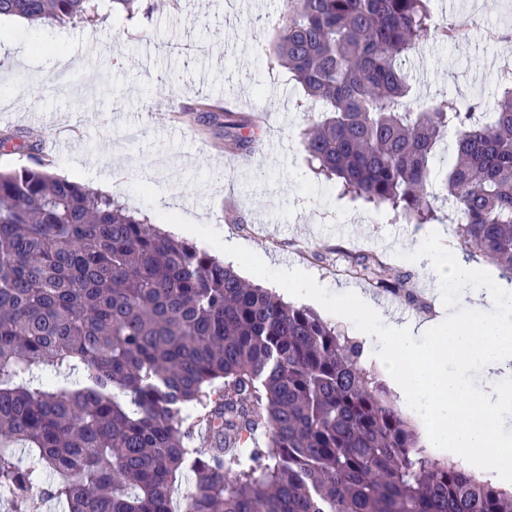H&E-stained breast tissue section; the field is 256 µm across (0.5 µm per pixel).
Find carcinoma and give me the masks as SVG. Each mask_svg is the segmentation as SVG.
I'll use <instances>...</instances> for the list:
<instances>
[{
	"label": "carcinoma",
	"mask_w": 512,
	"mask_h": 512,
	"mask_svg": "<svg viewBox=\"0 0 512 512\" xmlns=\"http://www.w3.org/2000/svg\"><path fill=\"white\" fill-rule=\"evenodd\" d=\"M111 2L147 18L164 4ZM95 8L0 0V17L73 25ZM284 17L276 59L322 104L302 141L315 174L410 224L451 202L460 249L512 282V72L479 123V102L410 96L398 61L463 37L432 0H285ZM247 126L224 113L239 147ZM351 270L412 298L377 255ZM363 355L112 197L43 162L0 170V512H28L35 492L64 512H512V492L419 445Z\"/></svg>",
	"instance_id": "carcinoma-1"
}]
</instances>
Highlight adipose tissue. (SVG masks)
Returning <instances> with one entry per match:
<instances>
[{
  "label": "adipose tissue",
  "instance_id": "1",
  "mask_svg": "<svg viewBox=\"0 0 512 512\" xmlns=\"http://www.w3.org/2000/svg\"><path fill=\"white\" fill-rule=\"evenodd\" d=\"M410 252L437 279L463 284V316L401 321L362 294L327 298L309 272L283 269L278 276L336 320L361 315L376 321L372 358L397 396L422 407L418 427L426 445L448 448L473 473L493 468L497 485L511 489L512 389L504 387L501 371L512 361V303L489 289L481 266L456 260L453 242L425 243Z\"/></svg>",
  "mask_w": 512,
  "mask_h": 512
}]
</instances>
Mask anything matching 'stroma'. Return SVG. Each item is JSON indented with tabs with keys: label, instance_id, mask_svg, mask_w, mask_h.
I'll use <instances>...</instances> for the list:
<instances>
[{
	"label": "stroma",
	"instance_id": "stroma-1",
	"mask_svg": "<svg viewBox=\"0 0 512 512\" xmlns=\"http://www.w3.org/2000/svg\"><path fill=\"white\" fill-rule=\"evenodd\" d=\"M283 11L284 0H175L148 19L0 27V138L39 148L0 149V169L39 159L64 178L81 166L114 171L113 197L153 223L196 225L192 242L215 257L217 239L239 243L234 268L246 280L262 257L274 270L313 273L328 292L370 296L394 315L428 320L439 305L458 315L447 284L401 255L406 243L446 236L445 225L392 220L312 172L301 140L319 106L275 60L271 40ZM433 11L442 23L474 13L501 27L512 19V0H434ZM39 42L45 51H36ZM402 64L418 103L445 95L489 111L500 94L497 74L512 65V42L434 38ZM203 98L254 119L261 150L230 148L223 115L193 110ZM131 126L141 135L129 142ZM172 192L180 212L158 211ZM363 253L385 256L388 276L404 281L413 301L347 272V256Z\"/></svg>",
	"mask_w": 512,
	"mask_h": 512
}]
</instances>
